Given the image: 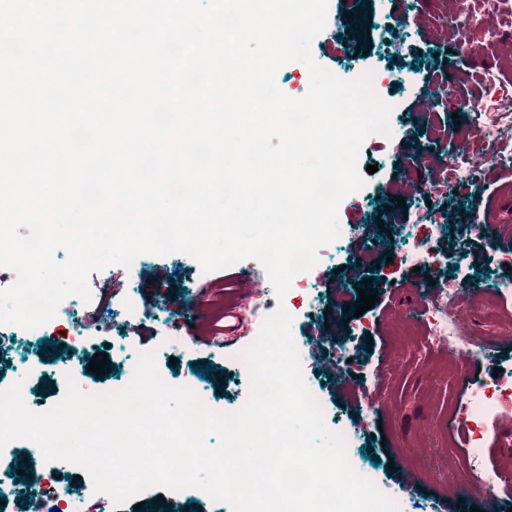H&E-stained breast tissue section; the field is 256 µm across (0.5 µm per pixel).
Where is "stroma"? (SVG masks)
<instances>
[{
  "instance_id": "stroma-1",
  "label": "stroma",
  "mask_w": 512,
  "mask_h": 512,
  "mask_svg": "<svg viewBox=\"0 0 512 512\" xmlns=\"http://www.w3.org/2000/svg\"><path fill=\"white\" fill-rule=\"evenodd\" d=\"M371 18L361 34L346 32V11ZM458 0H328L324 30L313 40L315 60L330 72L354 81L379 73L375 93L390 105L392 134L384 150L376 136L363 143L360 166L374 165L364 187L346 197L338 210L344 233L319 251L317 265L293 280L284 299H277L260 263L247 258L215 272L202 271L196 260L174 253L145 255L137 269L113 266L91 273L89 287L98 292L111 282V303L97 304L72 296L63 313L51 320L43 336H27L13 325H0V380L21 383L32 406L49 409L67 392L71 371L82 375V389L94 394L122 388L142 351L155 354L157 370L169 384H196L212 408L242 409L249 395L246 376L233 373L230 353L257 334L268 307L285 303L292 317L293 339L305 354L304 366L325 400L326 429L351 433L358 440L354 464L395 505L397 512H512V491H487L458 500L448 492L449 480L458 478L464 448L448 449L449 393L470 394L476 383L495 382L496 368L512 370V342L496 343L499 335H512V317L497 316L464 296L456 313L468 335L490 340L456 381L448 379V352L424 348L409 314L425 305L439 288L478 285L491 291L505 276L512 258L504 248L473 232L481 202L499 183L512 181V161L498 160L478 169V187L445 193H426L420 185L428 171H441L454 159L468 133L467 102L490 99L494 91L485 81L493 72L512 90V43L487 40L484 24L458 35L452 20ZM439 83L457 110L432 107L428 87ZM404 197L405 206H387V199ZM437 224L430 263L414 266L407 253L421 224ZM374 246L370 264L356 263L357 252ZM164 264L155 277L154 264ZM255 272L254 282L239 278L241 270ZM212 289L198 303L203 283ZM378 300L362 316L347 318L346 307H358L360 293ZM170 294L171 302L161 301ZM240 317L238 328L216 331L222 314ZM103 319L100 341L83 347L78 328L87 315ZM197 318V338L181 327ZM144 320L142 336L126 339L122 325ZM351 360L350 381L324 369V351ZM108 358L110 371L96 376L88 364L95 354ZM512 403L501 402L480 427L482 465L512 471V447L501 445ZM171 491L152 488L140 499L115 505L105 499L108 512H135L143 505L153 512L160 498ZM194 512H231L228 505L200 497L198 489L176 495Z\"/></svg>"
}]
</instances>
